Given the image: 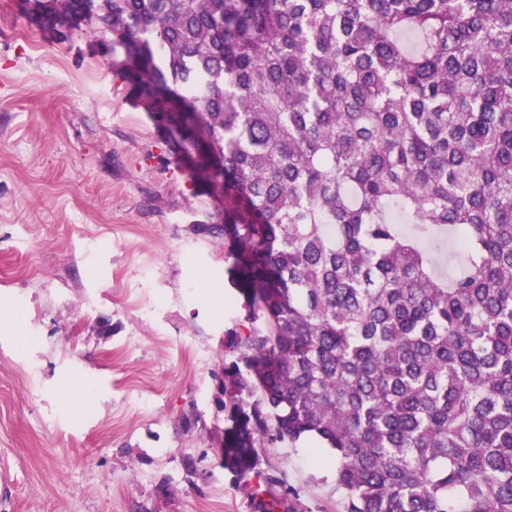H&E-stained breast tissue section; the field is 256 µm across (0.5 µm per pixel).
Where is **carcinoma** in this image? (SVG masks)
<instances>
[{
	"label": "carcinoma",
	"mask_w": 512,
	"mask_h": 512,
	"mask_svg": "<svg viewBox=\"0 0 512 512\" xmlns=\"http://www.w3.org/2000/svg\"><path fill=\"white\" fill-rule=\"evenodd\" d=\"M30 2L222 188L224 468L311 437L346 512H512V0Z\"/></svg>",
	"instance_id": "cac0c4a2"
}]
</instances>
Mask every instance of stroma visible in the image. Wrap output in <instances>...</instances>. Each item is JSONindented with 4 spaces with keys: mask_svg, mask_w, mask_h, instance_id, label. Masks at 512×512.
Instances as JSON below:
<instances>
[{
    "mask_svg": "<svg viewBox=\"0 0 512 512\" xmlns=\"http://www.w3.org/2000/svg\"><path fill=\"white\" fill-rule=\"evenodd\" d=\"M102 41L0 0V512H345L305 443L222 467L218 207Z\"/></svg>",
    "mask_w": 512,
    "mask_h": 512,
    "instance_id": "stroma-1",
    "label": "stroma"
}]
</instances>
